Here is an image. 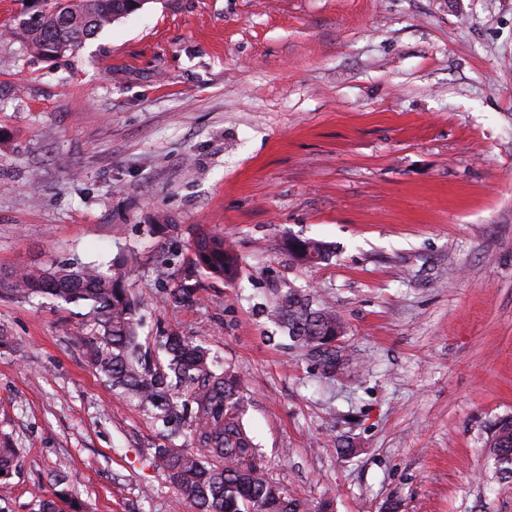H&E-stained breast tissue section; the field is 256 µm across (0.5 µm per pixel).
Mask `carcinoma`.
I'll use <instances>...</instances> for the list:
<instances>
[{"instance_id":"cac0c4a2","label":"carcinoma","mask_w":512,"mask_h":512,"mask_svg":"<svg viewBox=\"0 0 512 512\" xmlns=\"http://www.w3.org/2000/svg\"><path fill=\"white\" fill-rule=\"evenodd\" d=\"M146 4V0H44L36 18L21 21L31 49L52 57L78 49L85 40ZM306 264H319L327 246L300 239ZM194 263L207 274L233 281L239 273L234 248L224 238L201 236L192 247ZM128 261L107 267L79 264L57 269L16 272L7 291L17 300L49 295L60 303L85 309L77 327L87 362L112 387L151 409L171 433L190 417L193 451L163 447L154 464L197 512H307L303 501L266 476L257 447L244 422L245 400L237 376L217 371L209 349L174 331L154 337L157 365L140 354L139 300L126 288ZM273 316L302 348L319 353L327 375H339L349 358L330 347L344 333V324L325 303L289 290ZM488 444L499 484L512 485V416L489 429ZM14 448H0V486L5 488L16 458Z\"/></svg>"}]
</instances>
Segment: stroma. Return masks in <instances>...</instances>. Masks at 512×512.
<instances>
[{
  "mask_svg": "<svg viewBox=\"0 0 512 512\" xmlns=\"http://www.w3.org/2000/svg\"><path fill=\"white\" fill-rule=\"evenodd\" d=\"M41 8L0 0V284L133 257L144 347L206 344L310 512H512L485 447L512 415V0H148L55 59L14 28ZM201 235L238 281L192 264ZM291 288L345 322L350 375L285 337ZM80 320L0 295V512H195L152 463L188 437L98 377Z\"/></svg>",
  "mask_w": 512,
  "mask_h": 512,
  "instance_id": "1",
  "label": "stroma"
}]
</instances>
